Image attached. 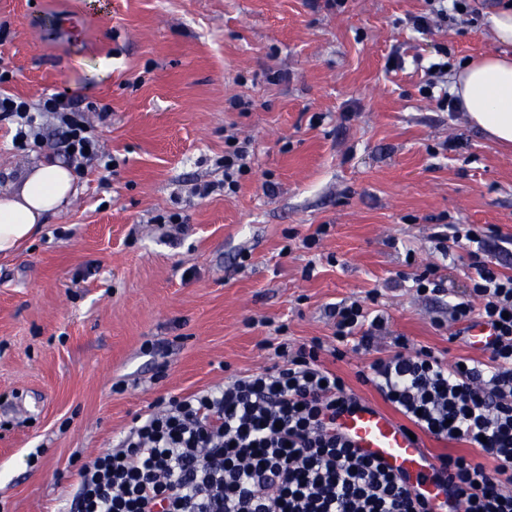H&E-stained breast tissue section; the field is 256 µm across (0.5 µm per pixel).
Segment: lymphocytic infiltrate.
Wrapping results in <instances>:
<instances>
[{
	"label": "lymphocytic infiltrate",
	"mask_w": 512,
	"mask_h": 512,
	"mask_svg": "<svg viewBox=\"0 0 512 512\" xmlns=\"http://www.w3.org/2000/svg\"><path fill=\"white\" fill-rule=\"evenodd\" d=\"M44 112L58 122L57 143L76 163L97 159L99 135L73 101L53 94ZM477 224L436 232L442 252L463 250L474 271L468 295L448 305L457 336L491 328L487 358L450 363L430 348L409 349L358 372L413 430L465 453H443L438 470L463 512H512V275L485 249ZM367 303L331 304L335 344L280 341L276 362L224 386L161 398L139 415L113 450L81 465L72 512H433L400 477L365 457L338 419L364 405L325 357L370 348L385 318ZM492 455L487 469L476 452Z\"/></svg>",
	"instance_id": "obj_1"
}]
</instances>
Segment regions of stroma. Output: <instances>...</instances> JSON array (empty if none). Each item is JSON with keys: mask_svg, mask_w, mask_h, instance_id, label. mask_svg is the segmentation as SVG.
<instances>
[{"mask_svg": "<svg viewBox=\"0 0 512 512\" xmlns=\"http://www.w3.org/2000/svg\"><path fill=\"white\" fill-rule=\"evenodd\" d=\"M500 3L469 0L421 34L410 19L426 0H0L7 90L73 100L113 158L0 256V512H59L78 468L159 397L271 366L282 324L292 344H333L329 304L374 289L386 331L332 365L357 395L383 406L356 373L398 335L482 359L432 324L471 274L433 234L493 226L512 274V150L419 89L440 49L454 70L493 49ZM73 15L83 30L51 36ZM41 124L43 142L18 150L0 121V195L52 155L56 121ZM241 146L251 170L229 193L224 154ZM321 224L328 236L301 248ZM433 263L448 293L423 299L412 278Z\"/></svg>", "mask_w": 512, "mask_h": 512, "instance_id": "obj_1", "label": "stroma"}]
</instances>
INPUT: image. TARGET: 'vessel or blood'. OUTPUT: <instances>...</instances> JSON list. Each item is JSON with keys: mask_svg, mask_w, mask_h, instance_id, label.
<instances>
[{"mask_svg": "<svg viewBox=\"0 0 512 512\" xmlns=\"http://www.w3.org/2000/svg\"><path fill=\"white\" fill-rule=\"evenodd\" d=\"M342 428L361 453L407 474L430 499L442 497L421 440L410 438L404 425L390 414L375 406L362 408L346 415Z\"/></svg>", "mask_w": 512, "mask_h": 512, "instance_id": "1", "label": "vessel or blood"}]
</instances>
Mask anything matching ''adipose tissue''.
<instances>
[{
  "instance_id": "adipose-tissue-1",
  "label": "adipose tissue",
  "mask_w": 512,
  "mask_h": 512,
  "mask_svg": "<svg viewBox=\"0 0 512 512\" xmlns=\"http://www.w3.org/2000/svg\"><path fill=\"white\" fill-rule=\"evenodd\" d=\"M500 51L464 64L453 76L469 124L503 148L512 147V5L488 15ZM75 176L56 158L36 164L18 181L12 195L0 198V255L14 254L32 237L44 217L68 202Z\"/></svg>"
}]
</instances>
